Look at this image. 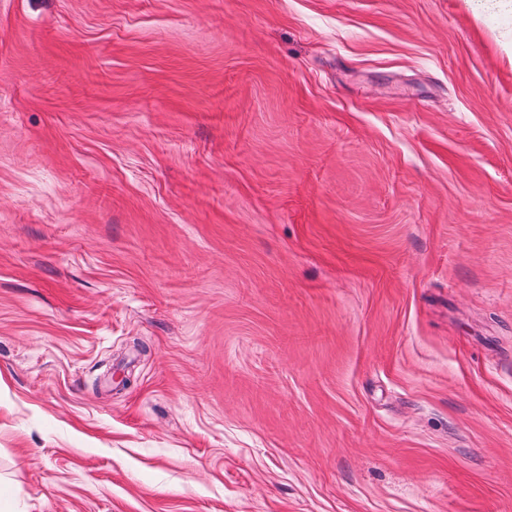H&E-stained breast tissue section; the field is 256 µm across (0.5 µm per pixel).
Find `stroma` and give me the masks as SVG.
<instances>
[{"label": "stroma", "instance_id": "obj_1", "mask_svg": "<svg viewBox=\"0 0 512 512\" xmlns=\"http://www.w3.org/2000/svg\"><path fill=\"white\" fill-rule=\"evenodd\" d=\"M9 512H512V0H0Z\"/></svg>", "mask_w": 512, "mask_h": 512}]
</instances>
